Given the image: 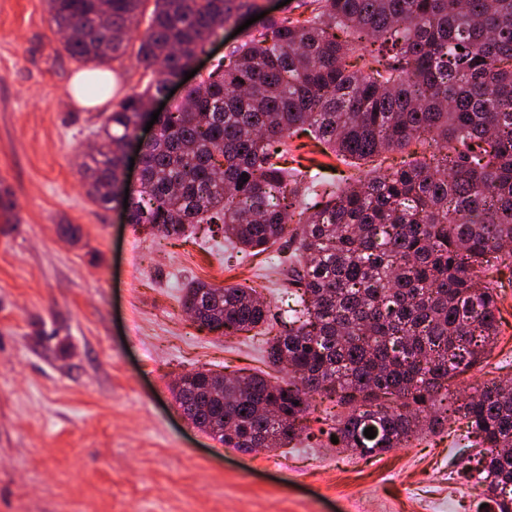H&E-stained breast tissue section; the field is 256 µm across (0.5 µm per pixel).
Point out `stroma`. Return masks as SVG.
<instances>
[{"mask_svg":"<svg viewBox=\"0 0 512 512\" xmlns=\"http://www.w3.org/2000/svg\"><path fill=\"white\" fill-rule=\"evenodd\" d=\"M75 62L46 0H0V512H481L464 430L359 457L322 447L242 453L182 414L181 375L268 370L260 339L198 331L186 284L257 288L278 307L288 280L266 254L236 262L207 225L162 238L86 196L79 167L104 117L146 77L134 54L78 103ZM76 224L72 242L59 227ZM499 336L464 381H512V273Z\"/></svg>","mask_w":512,"mask_h":512,"instance_id":"obj_1","label":"stroma"}]
</instances>
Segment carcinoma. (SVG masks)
Masks as SVG:
<instances>
[{"instance_id": "cac0c4a2", "label": "carcinoma", "mask_w": 512, "mask_h": 512, "mask_svg": "<svg viewBox=\"0 0 512 512\" xmlns=\"http://www.w3.org/2000/svg\"><path fill=\"white\" fill-rule=\"evenodd\" d=\"M47 5L84 65L126 55L130 23L149 19L136 55L155 79L99 127L82 166L93 202L126 201L127 223L165 238L217 225L243 255L286 235L297 243L288 316L276 326L252 287L185 288L182 308L199 329L263 337L282 376L198 370L173 388L184 416L244 453L319 434L361 456L453 420L481 449L493 512H512V384L493 381L446 415L436 410L451 382L491 355L496 282L512 268V0H298V13L243 33L158 117L140 149L137 197L125 196L124 172L142 114L224 26L261 6ZM300 130L366 170L333 190L310 168L284 167ZM412 146L432 151L431 162L382 168L384 155ZM317 396L339 411L310 419Z\"/></svg>"}]
</instances>
